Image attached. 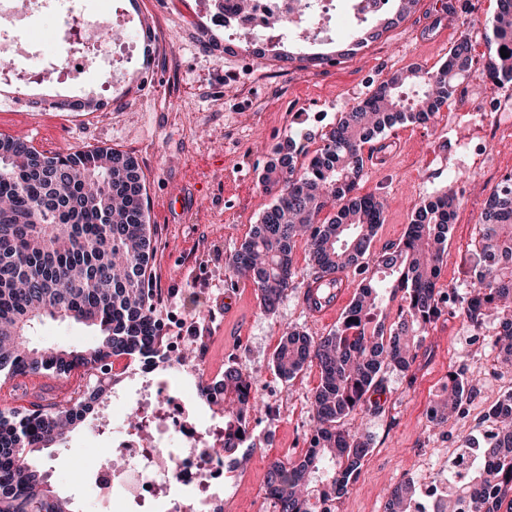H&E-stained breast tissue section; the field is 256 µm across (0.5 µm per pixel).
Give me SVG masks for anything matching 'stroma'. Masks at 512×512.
<instances>
[{"instance_id":"stroma-1","label":"stroma","mask_w":512,"mask_h":512,"mask_svg":"<svg viewBox=\"0 0 512 512\" xmlns=\"http://www.w3.org/2000/svg\"><path fill=\"white\" fill-rule=\"evenodd\" d=\"M498 5V0H418L404 15L391 10L373 19L380 36L355 54H342L335 42L319 45L325 57L321 63L282 62L291 43L266 39L257 40L246 59L234 53L223 29L210 27L192 41L167 40L166 68L156 78L157 90L141 87L140 54L122 60L116 83H105L98 73L64 74L25 89L28 97L48 101L91 97L108 104V112L0 108V134L29 140L38 150L106 146L137 158L154 231L156 287L165 290L169 304L186 312L184 335H206L210 365L221 369L233 362L247 370L262 403L249 424L250 459L231 479L232 512H257L255 491L271 462L297 460L309 446L318 373L309 368L291 381L276 373L272 356L282 333L297 327L318 337L340 323L335 317L316 324L306 316L301 294L312 272L303 244L294 249V286L271 313L263 311L249 280L226 269L228 257L273 201L261 175L274 146L292 138L296 162L304 164L342 113L393 73L439 69L464 35L474 57H482L484 35ZM84 6L111 15L131 39L147 16L172 26L206 19L201 0H85ZM364 156L357 192L375 195L384 205L372 255L402 241L420 205L455 188L459 201L439 283L458 295L468 292L480 215L490 190L512 171V85L497 88L472 73L434 123L402 125L365 144ZM182 186L197 196L195 207L185 212L167 205ZM498 328L492 320L474 331L456 309H448L429 326L409 370L383 369L381 412L349 421L370 438L371 451L348 493L337 501L338 512H384L394 488L415 477L421 449L457 448L465 439H484L491 406L512 391V381L496 373ZM29 339L37 346L74 347L92 343L95 332L47 319L34 325ZM465 369L482 373L480 400L470 406L466 420L435 425L426 416L428 405L449 374ZM87 381L77 371L49 382L34 376L0 383V410L38 398L62 403ZM99 425L97 415L88 416L64 446L37 458L56 492L72 498L77 512H92L90 497L66 476L83 444L98 435Z\"/></svg>"}]
</instances>
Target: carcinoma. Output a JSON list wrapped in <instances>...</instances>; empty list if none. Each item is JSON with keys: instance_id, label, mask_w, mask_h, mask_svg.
<instances>
[{"instance_id": "carcinoma-1", "label": "carcinoma", "mask_w": 512, "mask_h": 512, "mask_svg": "<svg viewBox=\"0 0 512 512\" xmlns=\"http://www.w3.org/2000/svg\"><path fill=\"white\" fill-rule=\"evenodd\" d=\"M486 46L482 75L497 88L511 85L512 0H499ZM472 64L464 36L441 68H415L384 79L342 114L300 169L293 140L276 145L262 177L273 202L227 261L234 275L252 281L264 310H274L293 284L299 238L305 240L313 279L351 269L367 272L383 206L372 195L355 193L364 144L397 126L434 121ZM49 107L96 112L103 103L62 100ZM455 202L454 196L438 197L416 210L402 242L380 254L376 273L362 280L336 329L316 339L296 328L282 335L273 355L278 374L292 380L314 366L320 381L310 448L298 461H274L267 472L278 512H313L312 500L339 499L348 492L370 452V439L345 421L380 412L371 397L383 389L382 368L410 369L426 327L447 303H459L477 330L489 314H499L495 347L500 362L512 368V173L486 200L470 266L471 290L453 298L438 279ZM327 208L333 216L322 221ZM154 252L146 185L135 156L109 147L50 153L0 134V378L68 376L78 369L91 374L118 358L143 365L163 361V338L151 316ZM387 285L403 291L405 299L400 321L389 330L378 319ZM47 317L92 327L96 340L72 349L31 345L29 330ZM476 382L465 372L449 378L434 403L432 422L443 427L458 417ZM105 395L104 387L89 386L63 404L0 410V512H77L32 456L65 443ZM200 396L224 410L230 431L224 447L238 451L250 438L249 418L260 406L248 376L230 363L224 367V398L212 399L207 386L200 387ZM491 416L496 433L465 444L478 453L467 483L435 512H512V393L495 403ZM416 495L413 481H405L393 491L386 512H412Z\"/></svg>"}]
</instances>
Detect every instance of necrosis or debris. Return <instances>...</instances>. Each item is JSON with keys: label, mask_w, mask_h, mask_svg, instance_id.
<instances>
[{"label": "necrosis or debris", "mask_w": 512, "mask_h": 512, "mask_svg": "<svg viewBox=\"0 0 512 512\" xmlns=\"http://www.w3.org/2000/svg\"><path fill=\"white\" fill-rule=\"evenodd\" d=\"M52 0H0V82L12 84L17 94L13 102L19 111H29L19 90L24 82L11 64L22 58L37 65L42 53L37 44L23 35L35 11ZM309 9L298 8L296 0H252L249 12L237 9V0H205L211 24L241 48H249L258 38L327 41L381 12L387 0H309ZM280 18L279 26H269L270 18ZM73 29L82 31L93 53L72 48L66 58L70 74L96 66L99 61H116L128 50V43L106 42L107 23L100 15L75 17ZM159 323L166 333L163 367H148V379L132 395L135 413L142 417L145 431L126 427L115 441L125 466L112 470L101 448L88 454L77 478L89 485L94 502L106 512H226L232 495L224 483V424L201 421L191 398L172 390L170 376L186 382L203 383L213 395L224 393V374L210 369L204 359L187 364L182 356L188 339L181 334V318L166 314Z\"/></svg>", "instance_id": "1"}]
</instances>
